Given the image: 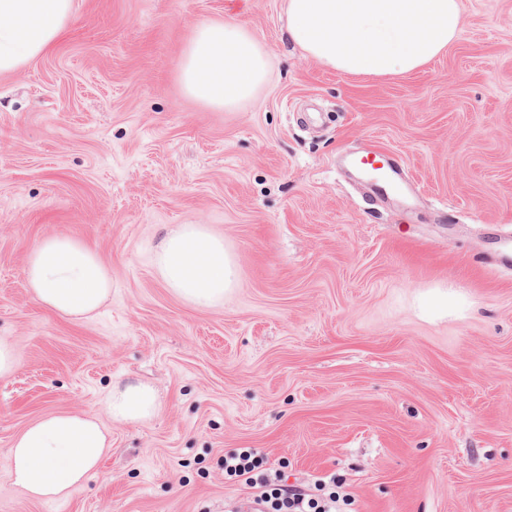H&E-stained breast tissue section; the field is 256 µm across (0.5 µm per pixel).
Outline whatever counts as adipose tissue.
<instances>
[{"label": "adipose tissue", "instance_id": "ef3b65f1", "mask_svg": "<svg viewBox=\"0 0 512 512\" xmlns=\"http://www.w3.org/2000/svg\"><path fill=\"white\" fill-rule=\"evenodd\" d=\"M288 38L309 57L344 74L396 77L447 52L458 38L460 0H284ZM71 0H0V74L20 71L67 31ZM180 79L192 99L231 109L265 82L268 57L246 29L221 20L197 24L182 52ZM151 261L165 288L199 308L223 305L238 284L234 257L204 224H180L157 244ZM33 299L76 320L94 316L112 294V273L86 240L48 235L29 253ZM162 408L149 384L117 380L105 411L117 423H140ZM112 447L97 415L59 411L41 416L13 439L8 472L36 501L82 492Z\"/></svg>", "mask_w": 512, "mask_h": 512}]
</instances>
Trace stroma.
<instances>
[{
    "mask_svg": "<svg viewBox=\"0 0 512 512\" xmlns=\"http://www.w3.org/2000/svg\"><path fill=\"white\" fill-rule=\"evenodd\" d=\"M446 53L350 76L293 45L283 0H74L64 38L0 74V512H224L246 491L225 455L255 448L291 483L336 474L356 512H512V0H460ZM247 29L267 83L215 110L178 79L195 23ZM402 170L372 191L347 169ZM179 224L222 234L238 286L174 297L151 264ZM89 240L112 272L90 319L37 305L26 258ZM448 294V313L422 300ZM163 408L120 424L116 379ZM102 416L112 449L84 491L13 485L15 435L42 415ZM379 162L380 159L377 158V155L372 153H364L354 159V165L373 177L376 180L375 184L381 188L382 181L391 176L399 177V174L391 166H388V169L385 168V165L377 166Z\"/></svg>",
    "mask_w": 512,
    "mask_h": 512,
    "instance_id": "obj_1",
    "label": "stroma"
}]
</instances>
